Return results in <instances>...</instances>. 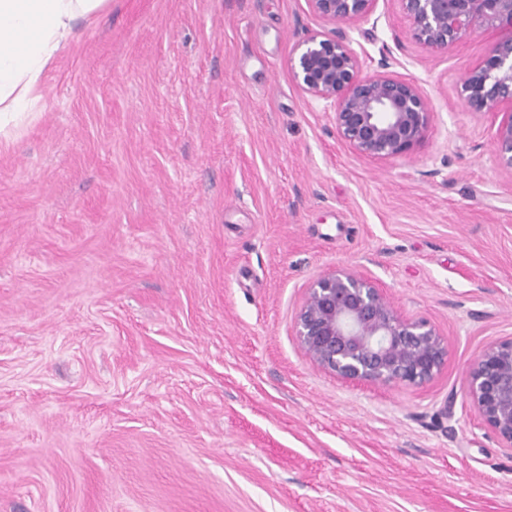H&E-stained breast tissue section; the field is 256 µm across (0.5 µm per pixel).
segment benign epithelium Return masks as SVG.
Wrapping results in <instances>:
<instances>
[{
    "mask_svg": "<svg viewBox=\"0 0 512 512\" xmlns=\"http://www.w3.org/2000/svg\"><path fill=\"white\" fill-rule=\"evenodd\" d=\"M328 25L370 17L377 0H307ZM419 44L452 49L475 28L509 34L495 40L481 65L464 78L460 100L469 111H501L493 148L512 171V0H397ZM363 61L336 32L316 30L299 45L289 68L298 87L329 103L339 137L374 159L399 157L429 129V96L415 82L386 72L362 74ZM295 331L310 360L350 381L422 385L447 357L436 328L399 312L360 270L319 276L296 313ZM466 385L484 425L512 449V337L486 346L470 364Z\"/></svg>",
    "mask_w": 512,
    "mask_h": 512,
    "instance_id": "1",
    "label": "benign epithelium"
}]
</instances>
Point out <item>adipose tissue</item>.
<instances>
[{
	"label": "adipose tissue",
	"instance_id": "ef3b65f1",
	"mask_svg": "<svg viewBox=\"0 0 512 512\" xmlns=\"http://www.w3.org/2000/svg\"><path fill=\"white\" fill-rule=\"evenodd\" d=\"M110 0H0V137H10L40 98L45 71L68 48L78 22Z\"/></svg>",
	"mask_w": 512,
	"mask_h": 512
}]
</instances>
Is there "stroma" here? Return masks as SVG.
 Wrapping results in <instances>:
<instances>
[{
	"instance_id": "35a3bbf8",
	"label": "stroma",
	"mask_w": 512,
	"mask_h": 512,
	"mask_svg": "<svg viewBox=\"0 0 512 512\" xmlns=\"http://www.w3.org/2000/svg\"><path fill=\"white\" fill-rule=\"evenodd\" d=\"M306 0H112L0 144V512H512L465 375L512 337V171L397 0L339 25L417 83L424 141L374 161L288 68ZM355 268L447 346L421 386L314 365L294 317Z\"/></svg>"
}]
</instances>
